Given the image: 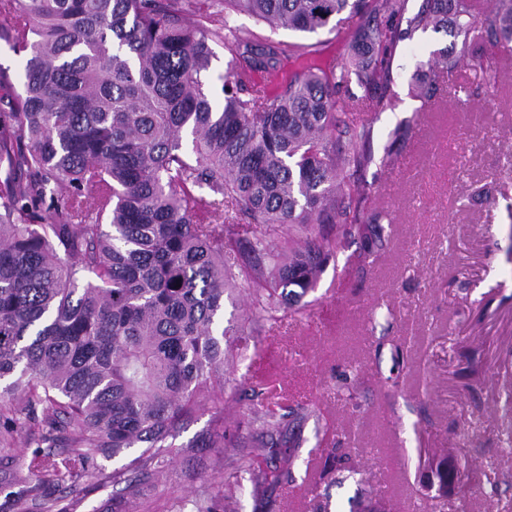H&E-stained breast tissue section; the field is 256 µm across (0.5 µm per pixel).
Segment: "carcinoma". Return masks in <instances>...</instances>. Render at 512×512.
<instances>
[{"label": "carcinoma", "instance_id": "1", "mask_svg": "<svg viewBox=\"0 0 512 512\" xmlns=\"http://www.w3.org/2000/svg\"><path fill=\"white\" fill-rule=\"evenodd\" d=\"M359 17L351 60L285 70L291 53L232 23L243 13L316 34ZM0 39L23 56L20 85L0 69V453L19 429L45 444L18 474L17 512L65 475L97 476L100 454L141 453L112 472L132 498L158 470L167 438L202 410L224 375V298H252L256 320L301 314L317 274L351 238L383 249L389 213L351 176L374 162L371 125L343 112L351 84L372 107L391 99L387 55L418 31H451L415 76L429 101L439 66L473 47L512 50V0H0ZM232 53L211 72V44ZM398 126L381 165L397 161ZM238 220L224 221V199ZM247 254L245 267L224 256ZM248 401L247 421L224 410ZM225 472L183 512H237L295 481L296 428L317 417L250 378L212 388ZM330 448L322 477L346 471Z\"/></svg>", "mask_w": 512, "mask_h": 512}]
</instances>
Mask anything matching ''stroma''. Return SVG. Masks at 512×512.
Listing matches in <instances>:
<instances>
[{
    "label": "stroma",
    "instance_id": "stroma-1",
    "mask_svg": "<svg viewBox=\"0 0 512 512\" xmlns=\"http://www.w3.org/2000/svg\"><path fill=\"white\" fill-rule=\"evenodd\" d=\"M234 22L260 38L293 50L288 62L331 66L346 53L354 21L333 32L273 31L250 16ZM451 37L416 32L392 53L394 98L383 111L360 97L345 110L370 122L375 164L359 172L372 186L373 204L394 222L386 249L360 260L352 240L329 263L307 295L305 317L278 313L252 321L248 308L225 306V319L245 333L224 343V368L244 374L256 349L265 358L261 378L275 377L289 398L315 406L320 416L301 429L293 465L295 482L266 494L270 512H314L312 488L328 497L327 512H363L382 502L389 512H419L430 458L465 465L463 487L443 497L442 512H504L512 505V429L505 401L512 394V70L496 71V108L487 110L484 90L470 64L440 73L431 103L414 99L413 73ZM467 101L457 109V101ZM404 123L413 130L399 162L408 163L405 183L389 187L390 170L378 159ZM406 343L414 367L400 383L388 381L390 349L372 350L383 338ZM358 366L359 382L348 398L336 395V379ZM199 414L168 439L172 452L159 481L142 486L140 512H168L180 499L199 497L210 486L214 451L198 442L210 428ZM350 438L356 452L353 475L343 483L319 484L323 449ZM34 438H16L0 456V512H14L13 474L36 448ZM125 457L98 456L103 479H89L81 499L70 481L45 487L30 512H102L122 497L111 480Z\"/></svg>",
    "mask_w": 512,
    "mask_h": 512
}]
</instances>
